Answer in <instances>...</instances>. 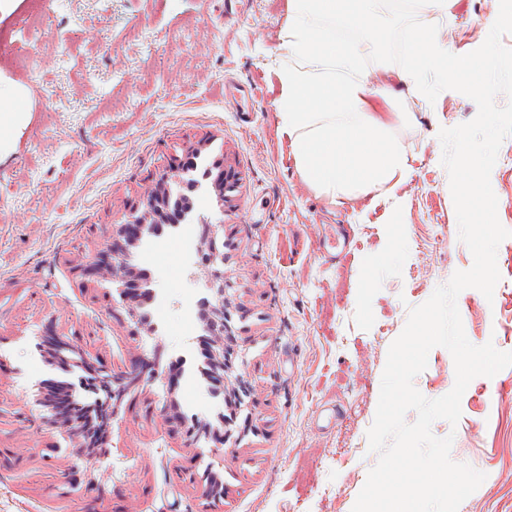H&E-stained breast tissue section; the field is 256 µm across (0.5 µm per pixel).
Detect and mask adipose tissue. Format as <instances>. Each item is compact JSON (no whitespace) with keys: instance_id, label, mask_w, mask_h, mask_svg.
<instances>
[{"instance_id":"adipose-tissue-1","label":"adipose tissue","mask_w":512,"mask_h":512,"mask_svg":"<svg viewBox=\"0 0 512 512\" xmlns=\"http://www.w3.org/2000/svg\"><path fill=\"white\" fill-rule=\"evenodd\" d=\"M390 0H289L288 26L277 70L279 125L290 142L302 180L331 201L380 197L406 182L412 159L398 131L415 125L388 84L373 82L368 67L381 46L373 31ZM413 54L398 79L418 98L429 74L471 79L472 91L493 99L484 81L489 55L458 56L437 28L416 22L407 30ZM389 106L377 112L376 102Z\"/></svg>"}]
</instances>
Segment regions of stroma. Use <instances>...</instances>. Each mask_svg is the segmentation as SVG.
<instances>
[{"mask_svg":"<svg viewBox=\"0 0 512 512\" xmlns=\"http://www.w3.org/2000/svg\"><path fill=\"white\" fill-rule=\"evenodd\" d=\"M497 14L498 0H457L438 27L464 55ZM287 24L288 0H0V91L21 112L0 133V512H199L181 468L218 471L219 512H352L378 462L367 432L388 349L410 308L473 264L438 135L478 108L453 90L433 102L406 96L418 120L399 132L414 157L410 179L375 200L331 203L304 184L279 128ZM199 142L203 159L223 158L239 179L224 213L225 270L231 306L248 313L236 349L253 429L220 453L184 445L182 421L224 408L197 371L199 290L187 266L197 235L186 224L139 249L155 291L141 312L158 327L146 347L161 372L126 397L109 454L74 456L64 433L42 424L36 398L82 370L73 358L49 364L40 336L53 324L105 368L136 361L111 283L84 289L74 267ZM490 180L512 230V136ZM162 248L173 255L166 266L154 260ZM497 267L493 300L469 288L457 306L472 344L512 352V237ZM454 382L442 347L414 379L429 399ZM169 395L173 421L160 413ZM461 410L458 424L431 427L453 436V461L486 475L459 512H512V367L473 379Z\"/></svg>","mask_w":512,"mask_h":512,"instance_id":"1","label":"stroma"}]
</instances>
